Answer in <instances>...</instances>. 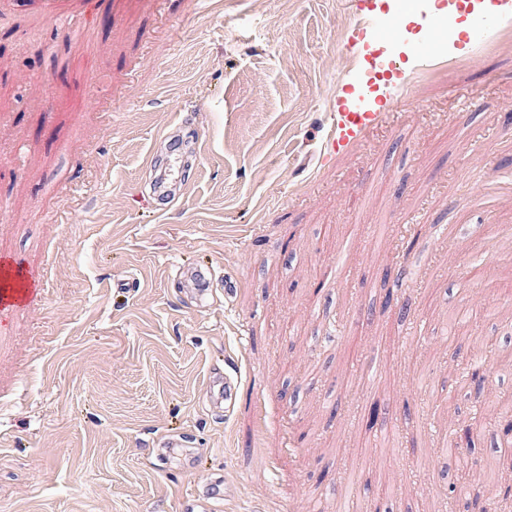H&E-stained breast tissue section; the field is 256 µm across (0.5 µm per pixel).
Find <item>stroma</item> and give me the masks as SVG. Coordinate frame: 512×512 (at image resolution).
Listing matches in <instances>:
<instances>
[{
    "mask_svg": "<svg viewBox=\"0 0 512 512\" xmlns=\"http://www.w3.org/2000/svg\"><path fill=\"white\" fill-rule=\"evenodd\" d=\"M83 2L76 40L37 0H0V262L35 289L0 315V512H179L217 477L208 512H279L294 492L312 512L347 494L479 512L496 423H477L467 471L435 448L444 360L491 339L486 310L512 332V24L462 36L333 154L351 0ZM175 136L181 191L159 200ZM196 267L233 297L200 302ZM454 306L470 320L445 342ZM224 373L228 411L211 401ZM168 438L192 456L162 465Z\"/></svg>",
    "mask_w": 512,
    "mask_h": 512,
    "instance_id": "stroma-1",
    "label": "stroma"
}]
</instances>
